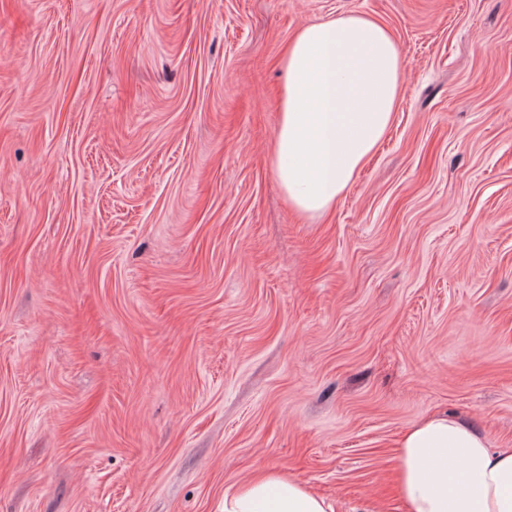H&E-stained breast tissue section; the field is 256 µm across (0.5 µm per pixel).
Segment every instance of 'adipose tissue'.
Instances as JSON below:
<instances>
[{"label":"adipose tissue","mask_w":512,"mask_h":512,"mask_svg":"<svg viewBox=\"0 0 512 512\" xmlns=\"http://www.w3.org/2000/svg\"><path fill=\"white\" fill-rule=\"evenodd\" d=\"M274 137L277 179L296 211L320 215L343 195L389 130L401 62L390 31L350 14L301 27L289 42ZM404 512H512V450L449 414L397 442ZM222 512H336L333 500L276 470L225 489Z\"/></svg>","instance_id":"adipose-tissue-1"}]
</instances>
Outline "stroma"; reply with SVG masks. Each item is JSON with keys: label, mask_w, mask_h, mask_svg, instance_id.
<instances>
[{"label": "stroma", "mask_w": 512, "mask_h": 512, "mask_svg": "<svg viewBox=\"0 0 512 512\" xmlns=\"http://www.w3.org/2000/svg\"><path fill=\"white\" fill-rule=\"evenodd\" d=\"M348 14L398 107L302 217L280 59ZM435 412L512 448V0H0V512H220L263 469L403 512Z\"/></svg>", "instance_id": "1"}]
</instances>
